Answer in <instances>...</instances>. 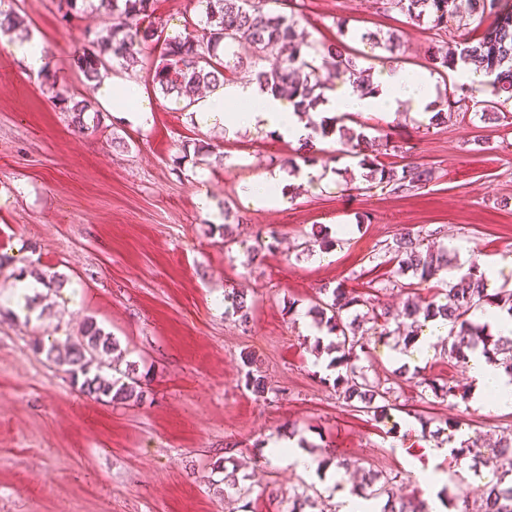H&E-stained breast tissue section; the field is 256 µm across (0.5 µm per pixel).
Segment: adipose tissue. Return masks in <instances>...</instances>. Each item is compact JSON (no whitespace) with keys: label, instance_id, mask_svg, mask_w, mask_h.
Listing matches in <instances>:
<instances>
[{"label":"adipose tissue","instance_id":"ef3b65f1","mask_svg":"<svg viewBox=\"0 0 512 512\" xmlns=\"http://www.w3.org/2000/svg\"><path fill=\"white\" fill-rule=\"evenodd\" d=\"M376 91L360 95L352 85L337 84L324 105L331 114L383 112L392 114L410 109L428 118L432 112L435 82L426 71L406 72L392 67L381 69L373 77ZM95 93L102 103L120 112L130 110L134 121L144 122L149 110L147 103L138 99L135 86L120 75L110 74L95 85ZM138 100L135 109H128L130 100ZM193 110L196 120L205 127L224 129L227 135L242 130L274 133L294 146L308 142L312 131L301 120L292 104L255 81L234 82L198 100ZM291 178L285 170L274 167L261 173L254 184L250 198L252 205H280L287 202ZM468 366L472 379L470 399L473 405L485 411H512V376L498 362L488 360L481 350L468 354ZM265 455L274 464L288 465L297 471L321 472L327 486H338L337 512H377V504L352 494L343 488L342 468L318 469L312 458L296 440L282 439L265 446Z\"/></svg>","mask_w":512,"mask_h":512}]
</instances>
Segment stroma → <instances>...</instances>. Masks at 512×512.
Wrapping results in <instances>:
<instances>
[{
	"instance_id": "stroma-1",
	"label": "stroma",
	"mask_w": 512,
	"mask_h": 512,
	"mask_svg": "<svg viewBox=\"0 0 512 512\" xmlns=\"http://www.w3.org/2000/svg\"><path fill=\"white\" fill-rule=\"evenodd\" d=\"M22 16L46 55L42 72L29 71L0 37V512H288L302 474L265 463L267 442L289 432L307 440L316 458L334 449L348 463V484L367 472L398 476L404 495L417 488L408 463L425 467L429 449L445 445V422L488 446L512 429V412H484L469 401L422 391L419 378L470 387L466 366L437 351L416 374L402 372L389 349L398 335L373 336L362 365L368 376L390 379L400 410L379 421L339 398L338 374L315 357L304 326L321 285L341 283L395 308L407 294L431 299L439 279L393 287L387 244L403 230L432 235L435 244H466L472 258L512 252V124L475 119L487 93L468 96L471 115L435 125L405 111L364 115L384 164L419 162L433 180L411 192L364 190L356 159L337 156L328 138L314 164L336 171L331 185H303L288 204L250 205L255 176L285 167L296 147L271 133L233 137L197 124L191 110L163 99L143 67L126 71L152 108L142 124L104 110L99 127L78 132L45 86L95 99L74 60L84 34L101 16L84 11L62 21L55 0H0ZM292 8L314 45L336 39L338 20L350 32L403 34L396 53L376 50L360 59L429 71L437 94L459 85L458 73L431 67L426 50L436 32L404 16L376 14L366 0H278ZM403 153L385 150L386 140ZM219 146L223 162L193 154L194 145ZM211 209L201 212L198 192ZM236 239L222 242L225 217ZM351 229L331 250L313 228ZM276 229L279 244L249 262L258 230ZM63 275L59 289L39 291L33 316L12 308L8 289L31 272ZM252 303L248 323L225 314V291ZM118 342L120 369L147 379L140 402L88 398L64 367L33 347L34 338L66 349L87 318ZM252 356L272 391L257 398L245 386L244 356ZM236 466L252 492L239 499L224 482ZM450 494L495 480L493 468L472 457L437 467Z\"/></svg>"
}]
</instances>
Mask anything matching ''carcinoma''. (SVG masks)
Listing matches in <instances>:
<instances>
[{"instance_id":"cac0c4a2","label":"carcinoma","mask_w":512,"mask_h":512,"mask_svg":"<svg viewBox=\"0 0 512 512\" xmlns=\"http://www.w3.org/2000/svg\"><path fill=\"white\" fill-rule=\"evenodd\" d=\"M268 3L269 0H197L201 7L199 23L190 32L174 35L164 33L152 21L154 0H58V11L66 18L94 7L105 16L100 30L85 34L86 45L76 59L78 70L88 82L97 81L101 71L116 64L138 66L144 46L152 43L159 47L149 67L152 84L164 98L182 102L189 108L201 89L215 88L232 79L243 65L239 49L247 48L260 60L273 59L270 68L255 72L259 85L288 97L315 133L323 138L335 137L341 146L338 153L358 159V166L366 170L363 174L366 182L383 184L394 193L418 190L429 184L434 171L425 163L411 162L397 170L365 154L364 125L344 124L345 115L335 123L313 120L312 114L318 113L326 101L327 87L321 80V70H332L369 94L373 87L368 69L359 66V56L350 53L341 39L319 47L309 44L298 30L294 15L271 12L266 9ZM369 3L377 12L397 11L412 24L425 25L430 30L446 32L452 27L465 30L472 24L482 29L479 37L464 39L466 55L458 54V45L441 40L428 48L429 60L434 67L451 71H464L472 64L483 70L491 99L485 101L480 120L498 123L506 119L501 107L512 100V8L507 0H369ZM360 40L372 50L384 49L390 53L403 45L402 35L396 32L384 38L378 33L364 32ZM459 90L462 96L453 94L439 103L434 121L444 123L448 116L462 110V101L474 88L462 85ZM52 99L61 104L62 111L69 114L71 125L79 131L87 129L89 113L96 122H101L100 112L92 111L91 102L85 98L79 100L65 91H57ZM273 238V231L257 233L249 247L252 257L273 249ZM387 253L391 254L396 276L410 273L429 279L451 266L448 250H435L425 243L424 237L409 231L395 237ZM224 301L241 322H248L251 307L244 295L233 291L224 295ZM484 305L512 313V291L489 292L483 275L478 273V265L473 263L461 284L448 289L443 302L418 303L408 298L397 309H380L340 283L334 287L325 284L312 300L309 312L318 328L324 327L335 335L318 350L332 356L330 364L344 369L336 377V392L355 411L377 420L397 409L395 388L386 381L369 378L358 362L369 355V336L399 333L408 320L415 323L421 317L427 322L437 316L448 319L451 329L442 343L446 344L450 358L465 365L467 352L480 347L484 354L499 359L512 374V338L495 336L471 320L472 310ZM363 323L368 328L361 334L359 328ZM36 346L47 350V358L67 365L80 392L96 401L112 403L143 398L140 378L128 373L111 379L102 375L104 366H112L115 342L93 318L85 321L80 338L63 354L56 352L53 345L45 346L40 339ZM245 384L259 397L270 391L265 377L252 370L245 373ZM421 384L435 395L466 399V392L457 385L438 386L425 378ZM460 454L486 458V462L500 471V477L495 483L472 487L459 498L454 512H512V430L503 432L486 454L467 440L461 442ZM394 481L395 478L387 475L370 474L353 493L364 498L387 497L388 512H429L425 500L398 494Z\"/></svg>"}]
</instances>
